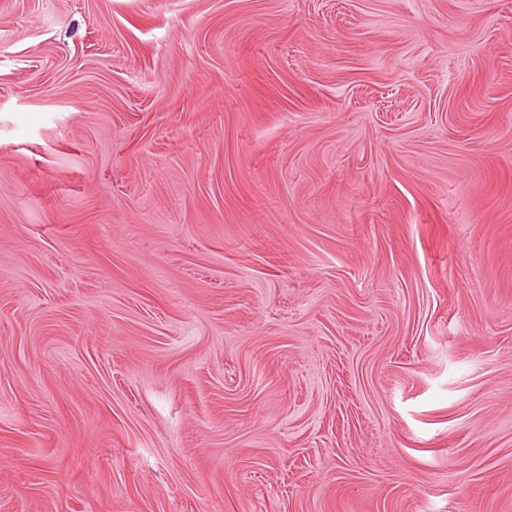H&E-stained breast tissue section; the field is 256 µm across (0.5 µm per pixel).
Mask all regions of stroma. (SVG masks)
I'll return each mask as SVG.
<instances>
[{
  "instance_id": "obj_1",
  "label": "stroma",
  "mask_w": 512,
  "mask_h": 512,
  "mask_svg": "<svg viewBox=\"0 0 512 512\" xmlns=\"http://www.w3.org/2000/svg\"><path fill=\"white\" fill-rule=\"evenodd\" d=\"M0 512H512V0H0Z\"/></svg>"
}]
</instances>
